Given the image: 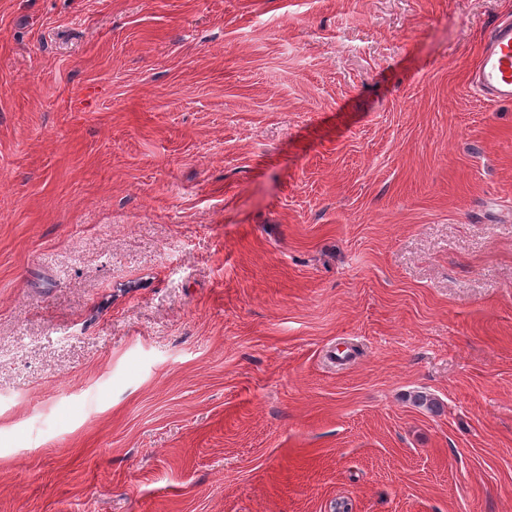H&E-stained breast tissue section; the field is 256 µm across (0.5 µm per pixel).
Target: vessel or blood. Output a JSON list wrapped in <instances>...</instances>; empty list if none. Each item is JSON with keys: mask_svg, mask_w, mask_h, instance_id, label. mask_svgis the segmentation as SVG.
Returning a JSON list of instances; mask_svg holds the SVG:
<instances>
[{"mask_svg": "<svg viewBox=\"0 0 512 512\" xmlns=\"http://www.w3.org/2000/svg\"><path fill=\"white\" fill-rule=\"evenodd\" d=\"M470 83L488 100L512 101V20L490 30Z\"/></svg>", "mask_w": 512, "mask_h": 512, "instance_id": "1", "label": "vessel or blood"}]
</instances>
